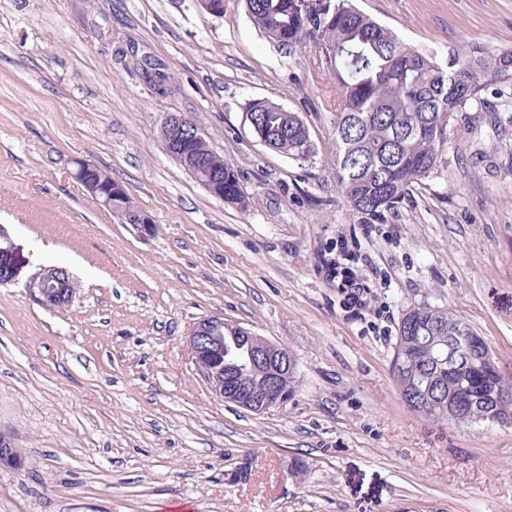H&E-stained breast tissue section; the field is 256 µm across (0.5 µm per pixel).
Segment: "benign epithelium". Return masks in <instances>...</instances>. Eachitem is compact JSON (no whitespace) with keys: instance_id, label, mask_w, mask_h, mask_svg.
Segmentation results:
<instances>
[{"instance_id":"1","label":"benign epithelium","mask_w":512,"mask_h":512,"mask_svg":"<svg viewBox=\"0 0 512 512\" xmlns=\"http://www.w3.org/2000/svg\"><path fill=\"white\" fill-rule=\"evenodd\" d=\"M162 127L167 131L164 145L167 152L205 188L212 196L224 199V175L206 167L198 151L202 146L212 151L202 128L196 123H188L183 115L169 114ZM75 176L84 187L126 224H134L142 232L151 229L150 218L141 211L132 208L118 209L112 206V200L125 198L128 193L116 182H106L101 177L99 168L89 162L77 163ZM0 263L4 264V282L17 280L25 260L15 246L9 231L0 225ZM60 268L48 267L31 276L25 288L31 298L40 305L57 310L70 305L76 298L70 288V281L60 280ZM224 319L218 317L204 318L196 322L187 337L188 353L196 370L206 380L215 376L213 365L207 361L206 354L216 352L224 346L221 328ZM245 337L255 343V355L252 366L259 370L262 384L256 388L241 389L233 385L215 389L217 395L226 401L255 413H262L271 408L280 407L288 401V393L281 388V377L288 367L295 366L294 357L287 349L272 341L245 331Z\"/></svg>"}]
</instances>
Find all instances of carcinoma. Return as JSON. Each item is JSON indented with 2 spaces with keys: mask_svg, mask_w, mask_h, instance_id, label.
Masks as SVG:
<instances>
[{
  "mask_svg": "<svg viewBox=\"0 0 512 512\" xmlns=\"http://www.w3.org/2000/svg\"><path fill=\"white\" fill-rule=\"evenodd\" d=\"M245 0L259 32L279 48L313 45L336 84L331 149L336 183L367 224H385L418 189L448 172V145L459 114L493 112L484 92L512 90V50L481 43L441 58L404 43L358 8L355 0ZM249 125L271 149L305 162L314 153L308 126L297 112L261 100L244 105ZM207 164L224 173V202L234 199L237 175L224 158ZM251 344L224 331V351L210 358L218 375L239 382L249 369ZM492 353L463 319L446 308L420 305L402 313L391 361L402 399L440 422L512 423V384L500 379L509 402L497 411L486 374Z\"/></svg>",
  "mask_w": 512,
  "mask_h": 512,
  "instance_id": "carcinoma-1",
  "label": "carcinoma"
}]
</instances>
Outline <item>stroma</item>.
<instances>
[{
	"label": "stroma",
	"mask_w": 512,
	"mask_h": 512,
	"mask_svg": "<svg viewBox=\"0 0 512 512\" xmlns=\"http://www.w3.org/2000/svg\"><path fill=\"white\" fill-rule=\"evenodd\" d=\"M357 5L442 57L512 50V0ZM335 96L314 50L280 51L244 0L220 17L191 0H0V225L28 259L0 285V434L23 459L0 466V512H512V424L434 421L391 373L402 311L427 304L470 324L512 379V108L501 129L456 132L447 176L365 224L332 169ZM251 100L303 117L310 160L260 144ZM171 113L202 127L252 207L169 156ZM80 159L151 232L86 190ZM336 251L353 287L329 274ZM54 266L77 285L62 311L25 288ZM212 316L293 353L285 405L214 394L186 344ZM75 176L91 194L101 199V202L108 209L119 216L123 223L135 224L144 233L151 229L152 222L143 212L135 208L118 209L112 207L113 199L129 197L128 193L122 185L112 181H104L96 165L85 161L78 162ZM127 203H129V200L127 198L123 199L122 204L127 205Z\"/></svg>",
	"instance_id": "1"
}]
</instances>
